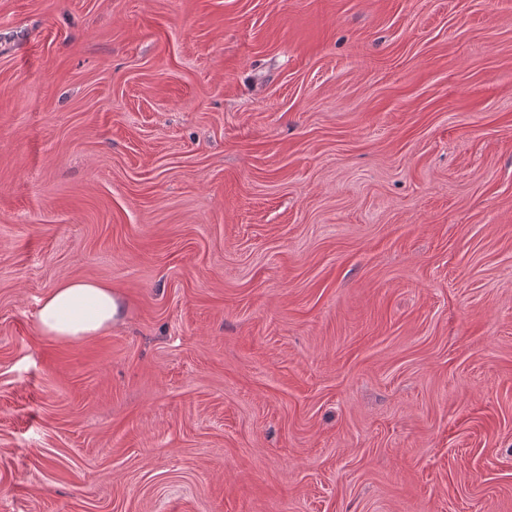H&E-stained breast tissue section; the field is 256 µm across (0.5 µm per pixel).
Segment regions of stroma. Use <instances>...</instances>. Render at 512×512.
I'll use <instances>...</instances> for the list:
<instances>
[{
	"instance_id": "stroma-1",
	"label": "stroma",
	"mask_w": 512,
	"mask_h": 512,
	"mask_svg": "<svg viewBox=\"0 0 512 512\" xmlns=\"http://www.w3.org/2000/svg\"><path fill=\"white\" fill-rule=\"evenodd\" d=\"M0 512H512V0H0ZM118 306L106 283L68 280L50 290L40 301L42 331L59 339L95 336L116 321Z\"/></svg>"
}]
</instances>
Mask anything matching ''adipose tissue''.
I'll use <instances>...</instances> for the list:
<instances>
[{
    "instance_id": "adipose-tissue-1",
    "label": "adipose tissue",
    "mask_w": 512,
    "mask_h": 512,
    "mask_svg": "<svg viewBox=\"0 0 512 512\" xmlns=\"http://www.w3.org/2000/svg\"><path fill=\"white\" fill-rule=\"evenodd\" d=\"M118 306L111 286L102 282L68 280L41 300L42 331L59 339L94 336L116 321Z\"/></svg>"
}]
</instances>
